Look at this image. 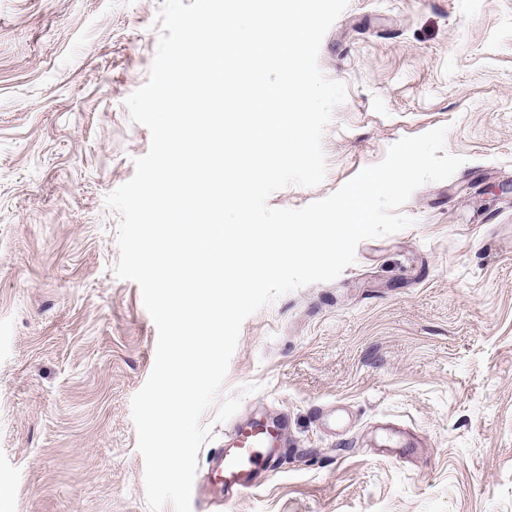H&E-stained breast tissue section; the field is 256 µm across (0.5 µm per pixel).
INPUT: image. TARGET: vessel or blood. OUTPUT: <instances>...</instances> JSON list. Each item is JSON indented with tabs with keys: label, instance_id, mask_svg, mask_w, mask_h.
<instances>
[{
	"label": "vessel or blood",
	"instance_id": "obj_1",
	"mask_svg": "<svg viewBox=\"0 0 512 512\" xmlns=\"http://www.w3.org/2000/svg\"><path fill=\"white\" fill-rule=\"evenodd\" d=\"M287 417L235 423L223 448L210 461V490L229 502L261 488L281 467L288 448Z\"/></svg>",
	"mask_w": 512,
	"mask_h": 512
}]
</instances>
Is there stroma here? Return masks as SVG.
I'll return each mask as SVG.
<instances>
[{
	"label": "stroma",
	"mask_w": 512,
	"mask_h": 512,
	"mask_svg": "<svg viewBox=\"0 0 512 512\" xmlns=\"http://www.w3.org/2000/svg\"><path fill=\"white\" fill-rule=\"evenodd\" d=\"M161 0H0V512H149L131 399L157 328L117 278L106 196L150 133ZM319 66L347 87L297 209L448 126L454 176L335 280L245 320L222 396L288 414L256 493L191 512H512V0H348Z\"/></svg>",
	"instance_id": "stroma-1"
}]
</instances>
